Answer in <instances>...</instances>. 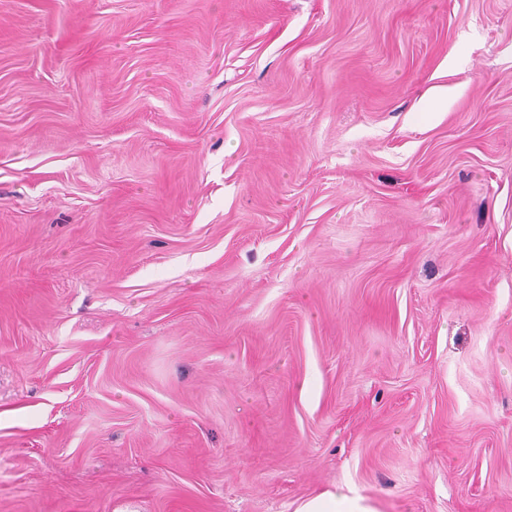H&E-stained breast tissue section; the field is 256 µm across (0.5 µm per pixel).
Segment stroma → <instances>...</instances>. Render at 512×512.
<instances>
[{
    "label": "stroma",
    "mask_w": 512,
    "mask_h": 512,
    "mask_svg": "<svg viewBox=\"0 0 512 512\" xmlns=\"http://www.w3.org/2000/svg\"><path fill=\"white\" fill-rule=\"evenodd\" d=\"M512 512V0H0V512ZM295 512H382V509L371 497L338 488L302 500Z\"/></svg>",
    "instance_id": "stroma-1"
}]
</instances>
